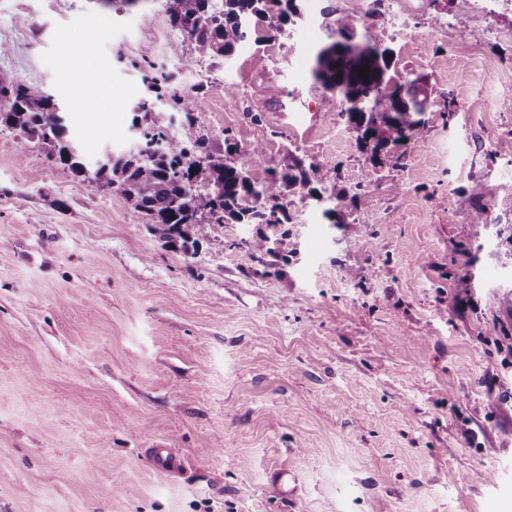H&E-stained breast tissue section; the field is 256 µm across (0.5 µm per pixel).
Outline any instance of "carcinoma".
<instances>
[{
  "label": "carcinoma",
  "instance_id": "1",
  "mask_svg": "<svg viewBox=\"0 0 512 512\" xmlns=\"http://www.w3.org/2000/svg\"><path fill=\"white\" fill-rule=\"evenodd\" d=\"M301 15L297 0H170L167 23L186 34L193 43L194 56L181 64L189 68L195 58L233 56L244 43L252 26L261 23L281 34L288 33L292 18ZM369 66V75L359 76V67ZM392 52L380 35L366 27L357 32L347 16L336 19L328 42L314 54L311 74L323 89L321 101L328 111H339L348 127L358 132L357 140L368 152L373 167L383 164L381 154L399 148L420 134L417 117L429 106L427 88L420 79L406 73L400 81L389 75ZM170 99L182 113L177 134L153 117V102L137 103L145 137L155 144L147 156L140 151L116 157L93 180L110 192L121 194L154 225L170 244L180 243L187 252L206 237L212 224H261L248 246L254 253L271 254L269 239L287 246L288 234L278 227L290 223L288 195L296 187L308 189L318 201L324 191L322 165L313 156L292 158L288 172L266 171V177H252L260 159L241 151L238 144L224 139V150L205 149L201 134L202 102ZM58 111L52 96L39 84L0 72V125L22 134L25 142L38 141L50 149V158L67 165L75 174H85L80 154L65 137L66 125L47 127V118ZM203 151L200 160L191 157Z\"/></svg>",
  "mask_w": 512,
  "mask_h": 512
}]
</instances>
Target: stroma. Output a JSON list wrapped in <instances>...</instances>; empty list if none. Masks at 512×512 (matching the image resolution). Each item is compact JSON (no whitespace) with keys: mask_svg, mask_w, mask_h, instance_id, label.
<instances>
[{"mask_svg":"<svg viewBox=\"0 0 512 512\" xmlns=\"http://www.w3.org/2000/svg\"><path fill=\"white\" fill-rule=\"evenodd\" d=\"M370 3L305 0L288 34L258 28L185 70L166 0H0V70L53 95L88 163L132 144L145 76L171 73L203 99L208 149L233 137L260 178L315 156L341 219L299 190V255L253 253L239 224L185 253L1 127L0 512H512V245L496 236L512 158L494 152L512 137V9L395 0L403 32ZM329 6L431 92L401 161L372 168L321 106ZM271 83L281 102L244 118Z\"/></svg>","mask_w":512,"mask_h":512,"instance_id":"35a3bbf8","label":"stroma"}]
</instances>
